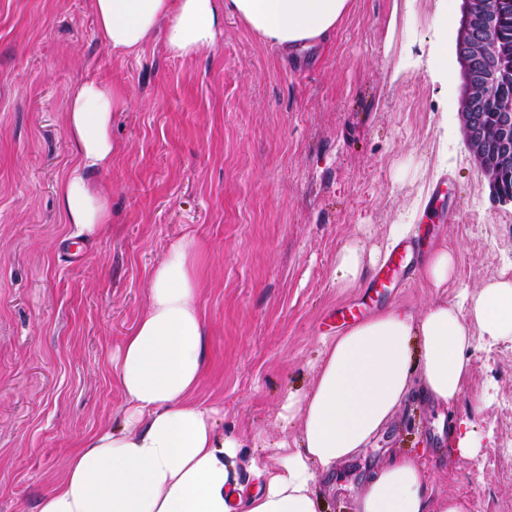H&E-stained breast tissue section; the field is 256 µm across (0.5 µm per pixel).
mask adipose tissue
Masks as SVG:
<instances>
[{"mask_svg": "<svg viewBox=\"0 0 512 512\" xmlns=\"http://www.w3.org/2000/svg\"><path fill=\"white\" fill-rule=\"evenodd\" d=\"M349 0H94L98 33L114 53L138 54L154 31L188 58L211 47L225 16L243 20L282 51L326 42ZM123 90L91 79L67 92L74 161L58 185L71 235L96 238L111 219L92 183L112 166V118ZM187 237L155 269L148 305L112 357L126 397L124 424L94 432L70 454L64 479L38 512H319L318 475L357 454L403 404L413 381L438 404L454 402L470 372L474 335L512 337V281L483 284L467 311L436 299L419 313L386 308L326 341L314 385L288 401L302 427L300 447L275 468L254 466L260 485L237 481L234 439H219L212 408L193 400L203 374L205 326ZM380 252L345 244L336 281L358 285ZM355 512H474L470 500L432 487L415 458L396 455L370 475Z\"/></svg>", "mask_w": 512, "mask_h": 512, "instance_id": "adipose-tissue-1", "label": "adipose tissue"}]
</instances>
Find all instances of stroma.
<instances>
[{
  "instance_id": "obj_1",
  "label": "stroma",
  "mask_w": 512,
  "mask_h": 512,
  "mask_svg": "<svg viewBox=\"0 0 512 512\" xmlns=\"http://www.w3.org/2000/svg\"><path fill=\"white\" fill-rule=\"evenodd\" d=\"M462 0H350L325 45L284 58L242 20L178 58L154 33L119 56L96 32L92 0H0V512H38L86 435L121 426L113 353L148 304L170 245L199 243L205 320L195 400L238 440L239 473L298 442L289 395L316 381L323 340L359 306L419 312L462 305L512 280V205L494 200L459 119L463 77L447 51ZM121 86L111 168L95 176L112 220L76 246L56 188L73 161L66 93ZM426 224L375 291L337 285L348 241L386 246L394 224ZM457 256L436 289L417 267L425 241ZM471 370L447 406L417 390L367 448L319 477L324 512H354L369 474L415 455L436 490L475 512H512V338L475 336ZM480 408H473L474 397ZM481 450L459 456L450 429Z\"/></svg>"
}]
</instances>
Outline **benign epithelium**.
Returning a JSON list of instances; mask_svg holds the SVG:
<instances>
[{"mask_svg": "<svg viewBox=\"0 0 512 512\" xmlns=\"http://www.w3.org/2000/svg\"><path fill=\"white\" fill-rule=\"evenodd\" d=\"M497 11L494 0H463L461 24L453 40L454 54L472 87L490 88L512 81V47H501L496 40ZM460 113L467 144L475 159L491 153L498 169L490 177L493 197L500 204L512 205V190L502 188V176H512V108L498 113L494 128L486 124L483 97L471 95L461 99Z\"/></svg>", "mask_w": 512, "mask_h": 512, "instance_id": "1", "label": "benign epithelium"}]
</instances>
